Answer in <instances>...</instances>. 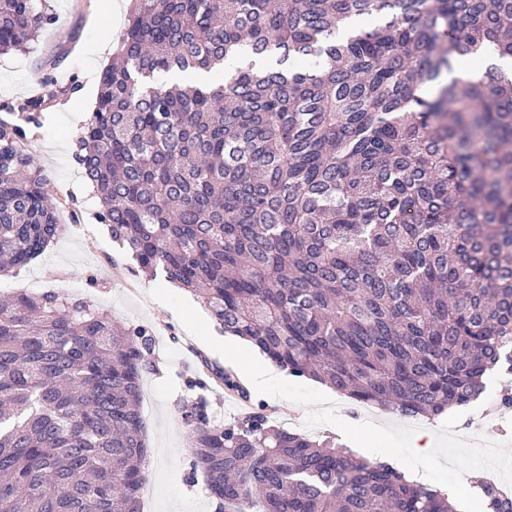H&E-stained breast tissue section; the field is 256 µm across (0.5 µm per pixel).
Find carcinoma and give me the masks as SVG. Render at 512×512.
Segmentation results:
<instances>
[{"label": "carcinoma", "instance_id": "obj_1", "mask_svg": "<svg viewBox=\"0 0 512 512\" xmlns=\"http://www.w3.org/2000/svg\"><path fill=\"white\" fill-rule=\"evenodd\" d=\"M53 20L0 0V54ZM512 0H133L78 137L112 240L224 333L352 401L436 419L512 374ZM0 119V273L63 231ZM147 331L0 300V512H141ZM224 512H458L326 437L185 405ZM485 512L512 500L476 480Z\"/></svg>", "mask_w": 512, "mask_h": 512}]
</instances>
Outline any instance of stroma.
I'll return each instance as SVG.
<instances>
[{"label": "stroma", "instance_id": "1", "mask_svg": "<svg viewBox=\"0 0 512 512\" xmlns=\"http://www.w3.org/2000/svg\"><path fill=\"white\" fill-rule=\"evenodd\" d=\"M56 21L28 49L0 56V117L7 107L25 103L30 83H52L42 92L40 125H26L29 149L37 167L51 181L64 234L46 253L16 274L0 277V298L19 292L57 291L91 300L131 328L150 333L144 351L142 414L153 465L145 487L143 512H217L203 484L191 482V438L183 419L186 402L204 398L211 418L229 425L247 414L269 416L272 424L293 427L315 439L339 437L330 425L306 426L305 407L289 400L245 391H225L213 372H235L234 364L192 336L169 306L151 298L164 277H148L98 218V198L85 195V180L75 159L82 121L96 103L100 75L112 60L123 31L128 0H49ZM78 91H70V83ZM512 389V375L492 378L486 391L464 407L463 423L476 422L489 440L512 437V425L499 414L498 401ZM337 411L352 424L367 420L400 428L440 430L427 418H405L383 410L366 414L359 404L337 398Z\"/></svg>", "mask_w": 512, "mask_h": 512}]
</instances>
